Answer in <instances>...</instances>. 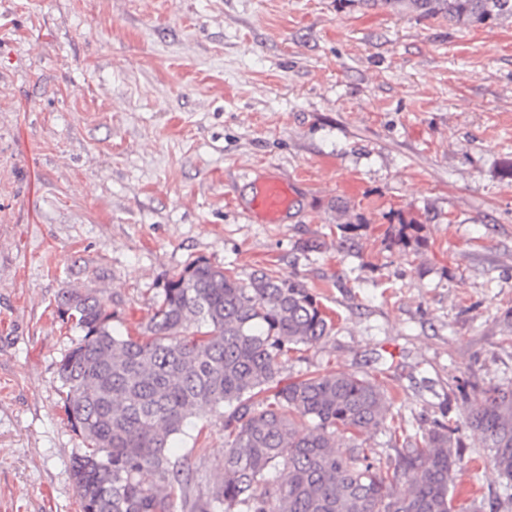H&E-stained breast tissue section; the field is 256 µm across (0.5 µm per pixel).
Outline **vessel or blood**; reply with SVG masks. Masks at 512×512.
I'll use <instances>...</instances> for the list:
<instances>
[{"mask_svg": "<svg viewBox=\"0 0 512 512\" xmlns=\"http://www.w3.org/2000/svg\"><path fill=\"white\" fill-rule=\"evenodd\" d=\"M297 197L291 180L267 175L248 182L242 198L249 217L262 224H281L296 207Z\"/></svg>", "mask_w": 512, "mask_h": 512, "instance_id": "vessel-or-blood-1", "label": "vessel or blood"}]
</instances>
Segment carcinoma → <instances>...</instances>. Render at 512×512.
<instances>
[{"instance_id": "carcinoma-1", "label": "carcinoma", "mask_w": 512, "mask_h": 512, "mask_svg": "<svg viewBox=\"0 0 512 512\" xmlns=\"http://www.w3.org/2000/svg\"><path fill=\"white\" fill-rule=\"evenodd\" d=\"M362 3L465 27L512 19V0ZM56 303L81 333L58 375L84 446L72 464L82 512H176L178 502L182 512H453L457 423L433 420L414 440L367 376L316 369L285 381L288 354L334 329L296 278L264 269L242 277L196 259L162 283L135 335L112 328L107 301L88 285ZM204 406L227 407L224 480L195 494L168 448ZM467 425L511 483L512 384L486 388ZM371 429L395 456L376 462L360 448Z\"/></svg>"}]
</instances>
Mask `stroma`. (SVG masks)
Listing matches in <instances>:
<instances>
[{
  "label": "stroma",
  "mask_w": 512,
  "mask_h": 512,
  "mask_svg": "<svg viewBox=\"0 0 512 512\" xmlns=\"http://www.w3.org/2000/svg\"><path fill=\"white\" fill-rule=\"evenodd\" d=\"M512 20L460 28L357 0H0V512H80L56 313L82 284L137 329L204 258L303 282L334 321L284 375L367 374L465 444L456 503L505 481L464 423L512 383ZM293 180L283 224L242 175ZM348 208L339 216L337 204ZM419 243L391 242L400 221ZM344 249H337L338 241ZM224 419L171 442L201 490Z\"/></svg>",
  "instance_id": "obj_1"
}]
</instances>
